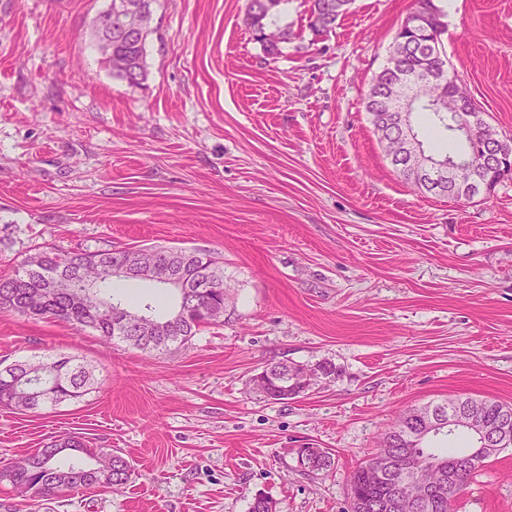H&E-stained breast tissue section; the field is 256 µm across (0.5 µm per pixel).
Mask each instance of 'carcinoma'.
Returning a JSON list of instances; mask_svg holds the SVG:
<instances>
[{
  "instance_id": "obj_1",
  "label": "carcinoma",
  "mask_w": 512,
  "mask_h": 512,
  "mask_svg": "<svg viewBox=\"0 0 512 512\" xmlns=\"http://www.w3.org/2000/svg\"><path fill=\"white\" fill-rule=\"evenodd\" d=\"M146 9L140 21L143 34L134 39L112 38V73L132 84L146 77L144 68V45L151 33L152 2L139 0ZM282 0H247L245 19L248 27L262 42L269 55L278 53L279 44L288 41L291 32L270 29L271 19ZM310 30L318 35L333 28L337 19L346 11L349 0H309ZM416 11L429 15L430 29L419 28L410 33H397L390 54L399 59L401 68L394 72L382 69L372 79L365 97L366 112L377 137L394 139L395 131L386 116V91L398 79L400 73H414L432 69L438 61L446 59L442 49L445 25L444 14L433 0H417ZM416 112L424 115L429 125L459 141L452 153L434 154L439 162H454L473 155L476 143L461 135L455 128L448 103L441 99L439 86L429 82L423 88V103ZM114 250L95 252L59 253L53 250L39 251L24 261L9 275H0V309L24 315L26 300L32 294L41 297L40 303L29 309L26 315L42 319L63 321L77 328H90L105 340L128 342L143 351H164L171 347H183L191 342L203 325L210 323L208 313L224 312V300L231 299L230 289L224 287V261L215 253L196 249L189 257H174L171 264L192 286L200 280H216L218 287L206 289L198 298L185 306L182 324L168 336H125L110 322L97 317L98 305L114 302L112 294V255ZM64 275L69 285L56 289L55 281ZM163 300L154 297L137 308L146 321H162L159 306ZM96 388L93 371L76 357L66 353H55L36 361H17L0 369V406L17 411L35 413L41 408L56 406L64 402L78 401ZM464 402L481 410L488 427L497 429L508 426L506 435L512 440V404L493 400H477L470 397ZM445 407L443 403L410 409L405 412L385 433L379 451L390 456L405 455L416 460L443 457L448 469L455 468L459 459L471 457L470 463L461 473L467 481L486 463L476 453L477 439L470 436L467 448H444L430 445V439L420 437L430 410ZM104 450L87 447L81 438L72 436L61 443L52 442L37 448L6 466L9 473L5 481L21 489L31 497H50L64 491L87 488H103L110 492L124 488L131 479L130 462L114 452L107 469L100 473H88V458ZM302 468L309 472L327 471L333 464V454L323 448H300L297 452ZM369 457L355 469L350 478L351 512H386L374 505L388 494L386 481H375L367 475L365 466L372 462ZM84 471L80 483H74L72 474Z\"/></svg>"
}]
</instances>
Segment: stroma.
I'll use <instances>...</instances> for the list:
<instances>
[{"instance_id":"obj_1","label":"stroma","mask_w":512,"mask_h":512,"mask_svg":"<svg viewBox=\"0 0 512 512\" xmlns=\"http://www.w3.org/2000/svg\"><path fill=\"white\" fill-rule=\"evenodd\" d=\"M459 83L512 138V0H434ZM109 0H0V275L26 257L171 246L221 253L224 320L148 354L0 310V360L67 353L94 371L81 402L0 408V468L79 436L133 467L117 492L47 501L0 484V512H349L350 475L398 416L456 395L512 403V177L455 201L399 176L365 110L416 0H353L326 36L308 0L267 55L247 0H155L148 75L101 61ZM335 372L268 402L271 362ZM301 448L335 465L304 471ZM453 512H512V447Z\"/></svg>"}]
</instances>
